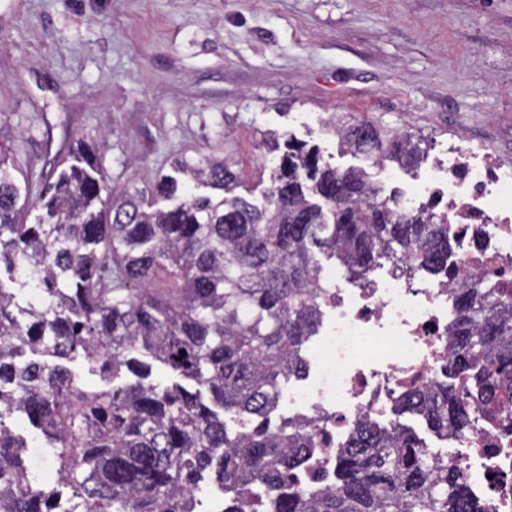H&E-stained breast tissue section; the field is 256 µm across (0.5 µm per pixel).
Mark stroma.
Listing matches in <instances>:
<instances>
[{
	"instance_id": "1",
	"label": "stroma",
	"mask_w": 512,
	"mask_h": 512,
	"mask_svg": "<svg viewBox=\"0 0 512 512\" xmlns=\"http://www.w3.org/2000/svg\"><path fill=\"white\" fill-rule=\"evenodd\" d=\"M334 112L410 125L433 157L461 137L511 163L512 0H0V144L29 177L79 142L116 195L215 155L260 205L274 130L413 189L341 147Z\"/></svg>"
}]
</instances>
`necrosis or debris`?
<instances>
[{
    "label": "necrosis or debris",
    "mask_w": 512,
    "mask_h": 512,
    "mask_svg": "<svg viewBox=\"0 0 512 512\" xmlns=\"http://www.w3.org/2000/svg\"><path fill=\"white\" fill-rule=\"evenodd\" d=\"M446 164L420 171L400 210L428 209L448 226V259L429 275L387 261L355 282L337 268L321 280L331 298L312 341V376L280 392L278 408L309 425L312 447L293 473L311 494L336 483L339 459L361 420L391 425L402 398L454 384L471 416L428 446L431 461L466 490L470 512H512V398L495 412L471 396L468 375L448 373L459 286L479 281L512 294V164L475 142L449 143Z\"/></svg>",
    "instance_id": "4bbe7bcc"
}]
</instances>
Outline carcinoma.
Returning a JSON list of instances; mask_svg holds the SVG:
<instances>
[{"mask_svg": "<svg viewBox=\"0 0 512 512\" xmlns=\"http://www.w3.org/2000/svg\"><path fill=\"white\" fill-rule=\"evenodd\" d=\"M326 127L354 153L422 161L419 133L336 114ZM267 143L277 164L261 208L238 193L237 163L215 157L175 160L183 181L104 197L99 156L80 144L45 176L33 224L18 207L28 177L0 146V512H205L212 486L224 512L244 500L252 512H462L456 478L432 493L420 440L402 425L361 421L334 489L308 501L295 486L311 437L270 412L308 370L326 300L320 258L352 280L391 260L431 270L448 258V227L399 211L362 170L333 168L290 135ZM457 309L449 369L486 359L472 376L480 393L512 381V302L475 282ZM80 356L108 387L80 382L67 366ZM156 362L175 381L154 380ZM396 411L436 433L470 425L450 384ZM226 413L252 428L229 434ZM13 420L44 436L53 487L33 484Z\"/></svg>", "mask_w": 512, "mask_h": 512, "instance_id": "1", "label": "carcinoma"}]
</instances>
